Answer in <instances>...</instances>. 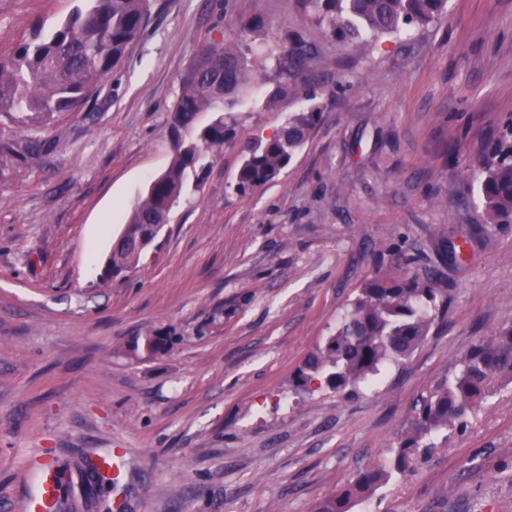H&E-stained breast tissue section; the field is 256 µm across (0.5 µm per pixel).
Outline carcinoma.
Returning <instances> with one entry per match:
<instances>
[{
    "label": "carcinoma",
    "instance_id": "carcinoma-1",
    "mask_svg": "<svg viewBox=\"0 0 512 512\" xmlns=\"http://www.w3.org/2000/svg\"><path fill=\"white\" fill-rule=\"evenodd\" d=\"M317 21L336 41L363 49L372 43L412 30L426 29L446 11L447 0H305ZM152 0H78L69 15L50 32L35 27L6 56H0V117L20 128L32 117L87 112L108 77L122 61L127 46L151 17ZM280 77L277 90L302 96L310 105L289 115L269 139L248 149L237 176L236 190L247 193L275 180L295 153L309 140L321 119L316 95L305 91L296 77L307 70L313 53L299 35L287 37L281 50L269 53ZM251 61L219 37L204 40L181 76L171 110L170 135L174 154L167 169L150 183L136 202L105 260L104 273L133 270L163 230L186 190L189 177L202 175L225 143L236 136L231 115L241 103L252 75ZM211 117L203 121L201 114ZM481 192L490 224H512V146L500 143L479 160ZM448 311V292L416 278H376L364 285L329 335L298 368L292 385L297 393L321 380L333 391L354 392L374 382L392 362L411 354L428 336L435 314ZM171 337L154 331L138 336L133 354H164ZM512 384V324L479 340L454 371L422 398L412 432L386 460L360 471L343 491L324 499L316 512H350L351 501L370 495L402 473L421 443L450 426H463L496 392ZM97 454L81 457L85 480L101 512H112V478L96 463ZM70 465H57L62 504L68 500Z\"/></svg>",
    "mask_w": 512,
    "mask_h": 512
}]
</instances>
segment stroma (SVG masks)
<instances>
[{"mask_svg": "<svg viewBox=\"0 0 512 512\" xmlns=\"http://www.w3.org/2000/svg\"><path fill=\"white\" fill-rule=\"evenodd\" d=\"M74 0H0V53ZM254 23L303 35L298 82L323 116L272 183L243 156L301 111L266 68L238 138L125 280H103L129 207L172 158L170 111L201 41ZM512 119V0H448L410 41L348 49L304 0H155L93 111L7 130L0 117V512L41 450L125 451L122 512H314L396 449L414 408L480 338L512 323V224L488 223L477 160ZM40 145L28 154L27 142ZM470 238L460 263L449 243ZM432 281L448 311L376 383L291 380L360 288ZM173 336L155 357L126 350ZM352 512H512V385L418 448Z\"/></svg>", "mask_w": 512, "mask_h": 512, "instance_id": "35a3bbf8", "label": "stroma"}]
</instances>
